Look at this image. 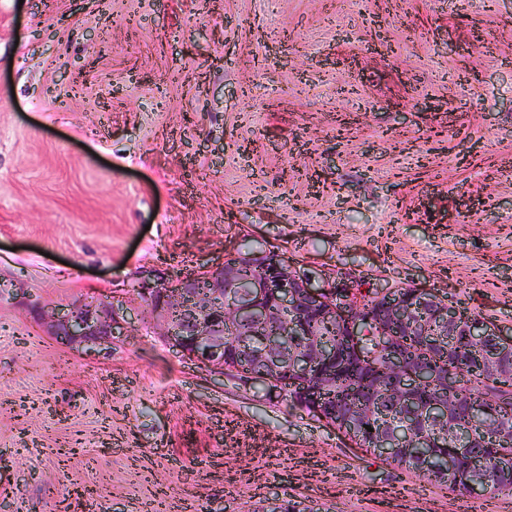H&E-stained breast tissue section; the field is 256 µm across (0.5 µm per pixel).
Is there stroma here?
Here are the masks:
<instances>
[{
  "label": "stroma",
  "mask_w": 512,
  "mask_h": 512,
  "mask_svg": "<svg viewBox=\"0 0 512 512\" xmlns=\"http://www.w3.org/2000/svg\"><path fill=\"white\" fill-rule=\"evenodd\" d=\"M250 249L512 331V0H0L6 512H512L161 341L138 271ZM19 292L141 319L94 356Z\"/></svg>",
  "instance_id": "1"
}]
</instances>
